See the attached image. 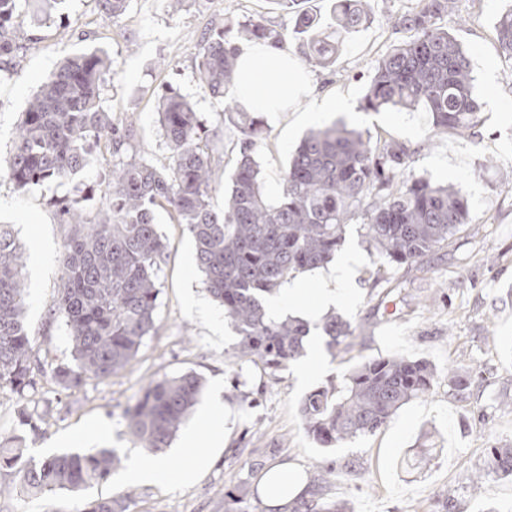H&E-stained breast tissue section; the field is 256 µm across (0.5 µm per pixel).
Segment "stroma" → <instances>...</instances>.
<instances>
[{
  "label": "stroma",
  "instance_id": "stroma-1",
  "mask_svg": "<svg viewBox=\"0 0 512 512\" xmlns=\"http://www.w3.org/2000/svg\"><path fill=\"white\" fill-rule=\"evenodd\" d=\"M506 4L458 0L456 11L437 21L472 59L483 116L475 132L436 133L430 113L421 109L361 108L375 64L411 36L387 24V17L416 10L418 0H368L370 23L344 38L330 67L292 51L290 57L313 94L300 96L290 111L262 117L267 136L254 153L267 199L279 196L290 155L311 128L301 121V113L309 111L312 100L338 93L348 98L350 109L327 113L323 125L342 121L372 136L387 133L416 146L409 173L453 186L469 199L472 224L466 232L423 269L404 266L385 280H374L367 244L357 226H349L341 249L353 252L356 264L347 299L335 312L363 324L362 341L349 352L325 354L323 370L306 383L295 362L274 373L251 362L234 363L238 337L223 308L204 289L191 234L165 211H157L167 258L159 273L155 331L125 370L108 381L90 379L65 391L43 377L29 402L44 420L40 432L20 425L15 395L0 389V436L21 437L25 458L36 461L93 448H115L130 460L137 449L124 436V413L143 385L194 371L205 387L184 426L208 437L209 426L199 410L220 397L227 411L223 446L188 483L133 485L119 470L105 483L47 499L21 496L13 471L1 469L0 512H73L83 500L109 498L131 486L136 496L129 512H224L225 491L249 475L255 460L267 468L287 464L305 476L316 462L337 461L340 468L329 494L347 502L351 512H443L445 496L453 500L455 512H486L490 507L512 512V481L489 479L475 491L468 486L489 448L512 445V406L499 403L502 395L512 396V301L506 297L512 289V58L501 52L494 30ZM300 11L316 16L321 26L331 23L329 0H297L288 7L279 0H185L175 14L166 0H130L119 17L103 9L100 0H65L46 24L30 27L35 42L24 51L20 76L0 79V161L10 154L29 99L60 60L101 48L110 53L113 69L103 106L130 116L138 156L159 166L169 162L157 114L165 90L195 105L213 135L212 147L223 157L211 192L212 207L223 210L240 134L225 122L222 104L195 79L202 40L227 20L243 23L261 16L290 29ZM112 163L111 153L99 147L72 183L26 193L0 176V224L14 225L26 256L45 257L41 267L25 265L23 274L27 325L37 338L39 360L49 369L72 360L64 321L50 314L61 284L59 258L70 232L58 202L79 191L89 210L103 207L101 180ZM194 299L201 308L191 307ZM391 356L423 359L437 371L451 366L469 375L470 399L460 400L441 379L428 397L404 405L375 434L338 448L321 447L308 437L299 407L309 392L339 382L362 359ZM101 426L107 436H97Z\"/></svg>",
  "mask_w": 512,
  "mask_h": 512
}]
</instances>
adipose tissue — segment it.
Here are the masks:
<instances>
[{"label":"adipose tissue","instance_id":"adipose-tissue-1","mask_svg":"<svg viewBox=\"0 0 512 512\" xmlns=\"http://www.w3.org/2000/svg\"><path fill=\"white\" fill-rule=\"evenodd\" d=\"M299 76L295 62L283 50L256 42L243 49L238 58V68L233 95L247 111L261 114L284 112L298 96ZM354 258L343 256L334 269L320 274L315 281L316 306L305 308L303 315L317 319L324 308L336 301L340 285L348 282L353 273ZM203 418L211 426L208 440H197L195 433H188L183 450L184 464L173 470L157 458L134 457L128 470V479L139 483H188L197 471L211 459L214 448L224 437V408L215 405L204 411Z\"/></svg>","mask_w":512,"mask_h":512}]
</instances>
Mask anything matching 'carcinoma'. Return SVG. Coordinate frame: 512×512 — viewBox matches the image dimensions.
<instances>
[{
  "label": "carcinoma",
  "mask_w": 512,
  "mask_h": 512,
  "mask_svg": "<svg viewBox=\"0 0 512 512\" xmlns=\"http://www.w3.org/2000/svg\"><path fill=\"white\" fill-rule=\"evenodd\" d=\"M63 0H0V73L11 77L26 40L24 14ZM420 8L388 21L415 32L394 46L374 68L362 109L401 110L422 106L434 129L464 134L481 122L470 56L436 20L453 11L457 0H419ZM370 19L365 0H334V25L318 27L300 13L293 35L306 36L305 54L331 66L344 36ZM497 41L512 57V5L496 18ZM290 34L262 18L224 24L204 39L196 67L200 87L222 98L233 84L239 43H269L289 49ZM112 74V59L102 50L67 57L39 86L17 125L6 170L17 188L28 192L45 183L71 181L104 144L119 161L104 178L106 205L91 213L74 196L60 202L72 233L61 254L62 284L52 306L73 347V363L52 369L58 386L77 388L88 379L105 380L123 371L155 330L158 278L166 244L155 211L192 234L196 259L209 295L222 306L240 342L234 361H250L276 372L303 356L308 326L299 320L268 316L263 297L296 272L327 263L344 241L346 227L358 222L377 257L380 280L392 266L421 267L431 255L471 225L461 191L405 172L414 153L392 136L332 124L306 135L283 174L281 194L265 198L253 149L264 134L260 118L235 101L224 102V119L241 134L240 158L230 177L224 211L210 203L214 156L194 105L169 91L158 99L161 135L170 152L159 167L134 155V126L117 122L103 107L101 91ZM24 250L11 224H0V388L19 402V420L40 431L41 416L29 412L42 364L36 340L24 320ZM322 330L327 348L349 349L362 327L338 316ZM437 372L425 360L368 359L342 382L310 392L300 409L304 429L318 444L339 447L372 435L405 404L427 397ZM203 389L195 372L150 380L125 412V434L153 456L166 453L181 423ZM115 448L23 460V448L0 443V468L12 469L19 491L31 497L77 492L106 482L121 466ZM335 464L318 463L305 495L283 512H347L328 497ZM490 478L512 479V448L493 447L485 467L468 477L472 489ZM135 491L111 499H88L76 512H128ZM258 486L240 481L224 493V512H258Z\"/></svg>",
  "instance_id": "cac0c4a2"
}]
</instances>
